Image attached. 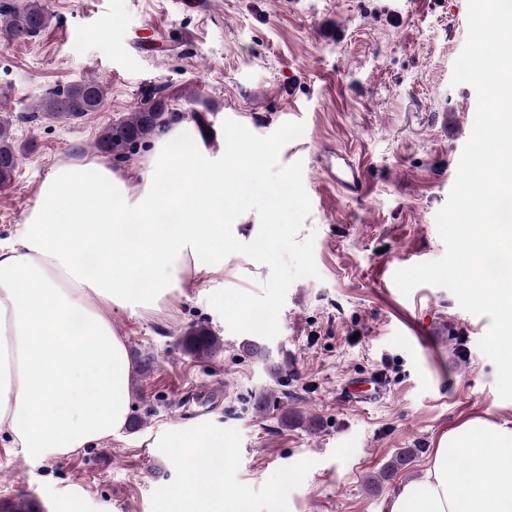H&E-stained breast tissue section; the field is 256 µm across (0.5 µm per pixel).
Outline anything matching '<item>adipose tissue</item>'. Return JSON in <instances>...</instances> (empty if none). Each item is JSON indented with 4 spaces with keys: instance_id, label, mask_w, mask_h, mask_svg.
I'll list each match as a JSON object with an SVG mask.
<instances>
[{
    "instance_id": "obj_1",
    "label": "adipose tissue",
    "mask_w": 512,
    "mask_h": 512,
    "mask_svg": "<svg viewBox=\"0 0 512 512\" xmlns=\"http://www.w3.org/2000/svg\"><path fill=\"white\" fill-rule=\"evenodd\" d=\"M245 174L228 182L173 124L136 174L94 157L55 165L15 242L0 247V445L31 463L73 455L125 427L133 366L112 319L153 311L206 270H224L229 219L251 212ZM185 480L169 512H209L223 501L214 435L187 442ZM469 467L453 468L449 453ZM494 477L481 479L483 471ZM387 512H512V428L489 418L446 433L420 480Z\"/></svg>"
}]
</instances>
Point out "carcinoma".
<instances>
[{"instance_id":"cac0c4a2","label":"carcinoma","mask_w":512,"mask_h":512,"mask_svg":"<svg viewBox=\"0 0 512 512\" xmlns=\"http://www.w3.org/2000/svg\"><path fill=\"white\" fill-rule=\"evenodd\" d=\"M52 15L44 0H0V40L19 43L37 37L50 25ZM108 97L107 86L94 77H88L63 89L46 93L30 105V112L37 118L70 120L96 112ZM167 87L155 89L126 116L104 127L96 140V148L107 155L125 158L134 148L171 123L184 118L176 111ZM12 119L0 115V186L11 183L21 161L20 149L12 138ZM185 352L197 359H212L224 351V341L210 326L199 324L190 327L181 337ZM242 351L261 362L274 382H280L282 364L271 361L269 349L262 343L249 340L241 345ZM422 452L420 448H403L382 468L379 475L368 480L373 486L389 480L398 471L407 469ZM3 512H40L38 503L30 498L5 502Z\"/></svg>"}]
</instances>
